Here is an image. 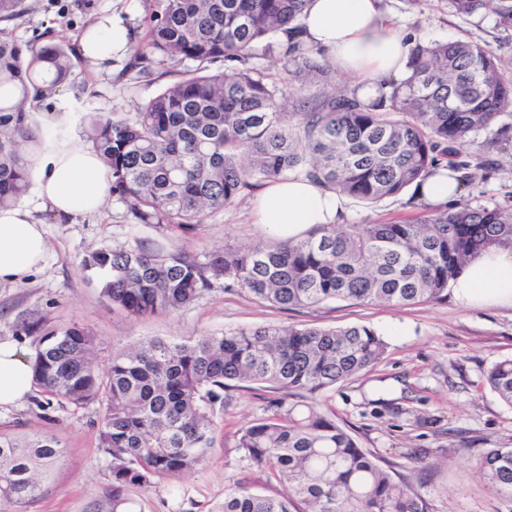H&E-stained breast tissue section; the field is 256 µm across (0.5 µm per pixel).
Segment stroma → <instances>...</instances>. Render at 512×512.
<instances>
[{
  "mask_svg": "<svg viewBox=\"0 0 512 512\" xmlns=\"http://www.w3.org/2000/svg\"><path fill=\"white\" fill-rule=\"evenodd\" d=\"M387 15L405 36L420 39H468L488 45L512 61V29L495 14L469 18L449 11L446 0H383ZM157 0H28L21 17L0 24V31L39 45L74 42L93 21L119 17L133 41H141L145 20ZM175 74L154 65L152 73L129 70L127 60L98 71L74 58L68 84L51 99L64 125L63 141L83 137V110L130 112L175 81ZM464 160L483 158L485 180L465 185L463 201L474 207L512 205V129L500 149L483 153L473 144ZM33 205L50 244L43 268L23 283L0 284V339L17 342L36 354L43 334L78 323L102 343L95 366L107 373L113 349L164 338L195 340L229 328L306 325L373 328L387 344L382 360L368 373L337 384L318 396V404L398 477L410 482L425 499L429 512H512V499L499 496L481 479L477 463L483 449L512 445V405L491 391L484 375L491 364L512 357V307H471L454 295L425 304L392 306L336 300L312 308L283 310L236 292L215 291L175 313L132 317L113 310L102 297V272L85 269L83 260L101 246L116 247L140 240L150 248H183L196 254L237 250L264 233L251 217L252 195L239 197L224 210L208 214L190 232L164 224H138L117 197L91 215L66 217ZM349 224H375L422 219L429 206L418 203L413 189L373 204L348 199ZM39 323V331L21 329L22 321ZM272 389L231 390L217 418L215 446L205 462L176 485L137 490L139 512H215L226 489L248 485L268 496L286 488L243 459L239 431L263 415ZM98 408L53 406L41 409L35 398L0 410V439L29 445L41 436L55 437L64 449L52 472L41 481L35 501L0 506V512H88L112 484L99 446Z\"/></svg>",
  "mask_w": 512,
  "mask_h": 512,
  "instance_id": "35a3bbf8",
  "label": "stroma"
}]
</instances>
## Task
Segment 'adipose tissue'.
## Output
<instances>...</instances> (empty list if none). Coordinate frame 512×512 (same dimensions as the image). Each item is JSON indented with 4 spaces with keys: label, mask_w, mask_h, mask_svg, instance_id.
I'll list each match as a JSON object with an SVG mask.
<instances>
[{
    "label": "adipose tissue",
    "mask_w": 512,
    "mask_h": 512,
    "mask_svg": "<svg viewBox=\"0 0 512 512\" xmlns=\"http://www.w3.org/2000/svg\"><path fill=\"white\" fill-rule=\"evenodd\" d=\"M305 36L326 48L336 67L353 78L357 95L380 99L382 82L406 72L405 38L386 16L382 0H308ZM129 46L127 28L103 18L79 39L83 57L107 67ZM111 177L89 146L67 142L39 163L37 197L56 213L85 215L99 210ZM346 210L342 195L306 180H273L253 202L255 223L270 236L292 240L317 224H337ZM48 255L44 224L25 204L0 208V283H20L41 269ZM456 298L467 305L512 307V250L493 248L471 262L455 281ZM32 360L11 340H0V409L21 405L32 392Z\"/></svg>",
    "instance_id": "ef3b65f1"
}]
</instances>
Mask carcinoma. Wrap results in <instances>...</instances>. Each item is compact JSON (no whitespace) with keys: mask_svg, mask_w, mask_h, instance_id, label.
Instances as JSON below:
<instances>
[{"mask_svg":"<svg viewBox=\"0 0 512 512\" xmlns=\"http://www.w3.org/2000/svg\"><path fill=\"white\" fill-rule=\"evenodd\" d=\"M307 0H158L130 69H197L134 112H88L86 141L112 175L111 192L138 224L191 230L209 212L272 179L306 178L364 202L395 196L459 157L477 136L493 148L512 118V78L472 40L409 43L408 75L365 104L336 86L327 53L303 40ZM460 17L491 10L512 27V0H448ZM26 0H0V21ZM278 53L280 78L249 65L259 44ZM74 47H36L0 32V208L27 192L46 130L34 112L72 73ZM222 62L224 67L208 70ZM321 87L313 97L292 81ZM491 247L512 248V206L458 203L415 222L321 224L298 240H259L199 256L150 249L136 240L84 259L107 271L112 307L139 317L177 312L220 289L281 309L341 299L394 306L438 302L466 265ZM34 385L52 403L99 406V447L112 486L90 512H136L132 489L179 480L215 444V418L228 392L264 385L280 392L270 413L241 429L244 459L288 487L280 497L246 485L224 491L219 512H428L409 483L315 402L322 392L376 365L385 341L371 328L264 326L227 329L195 341L153 339L112 352L107 378L94 356L101 342L74 324L41 338ZM486 383L512 405V358L494 362ZM301 400L295 401L293 397ZM45 436L21 448L0 440V500L39 496L38 476L63 455ZM478 471L512 499V446L486 448Z\"/></svg>","mask_w":512,"mask_h":512,"instance_id":"obj_1","label":"carcinoma"}]
</instances>
